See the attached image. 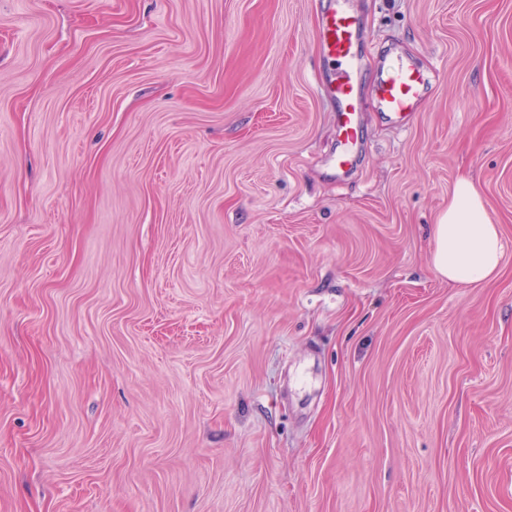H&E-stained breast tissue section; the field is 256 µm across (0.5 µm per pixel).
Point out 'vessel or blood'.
<instances>
[{"label": "vessel or blood", "instance_id": "b4317fda", "mask_svg": "<svg viewBox=\"0 0 512 512\" xmlns=\"http://www.w3.org/2000/svg\"><path fill=\"white\" fill-rule=\"evenodd\" d=\"M363 41L360 21L346 0H330L321 15L320 45L331 71L320 84V94L335 113L339 150L332 163L339 171L350 169L362 149L359 80ZM430 81V74L410 61L391 60L377 73L376 104L395 126H402Z\"/></svg>", "mask_w": 512, "mask_h": 512}]
</instances>
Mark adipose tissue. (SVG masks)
<instances>
[{
    "label": "adipose tissue",
    "instance_id": "1",
    "mask_svg": "<svg viewBox=\"0 0 512 512\" xmlns=\"http://www.w3.org/2000/svg\"><path fill=\"white\" fill-rule=\"evenodd\" d=\"M434 270L448 282L480 286L497 277L504 254L500 227L475 183L460 177L433 228Z\"/></svg>",
    "mask_w": 512,
    "mask_h": 512
}]
</instances>
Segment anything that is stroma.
Returning a JSON list of instances; mask_svg holds the SVG:
<instances>
[{"instance_id": "stroma-1", "label": "stroma", "mask_w": 512, "mask_h": 512, "mask_svg": "<svg viewBox=\"0 0 512 512\" xmlns=\"http://www.w3.org/2000/svg\"><path fill=\"white\" fill-rule=\"evenodd\" d=\"M0 0V512H512V0ZM500 276L434 270L459 177ZM363 41L358 16L346 0L328 2L320 20V45L331 71L327 80L320 81V94L335 112L340 150L332 163L338 171L349 170L362 150L359 80ZM430 81L428 72L404 58L384 62L374 83V97L378 109L395 126L403 127L404 119L413 111Z\"/></svg>"}]
</instances>
